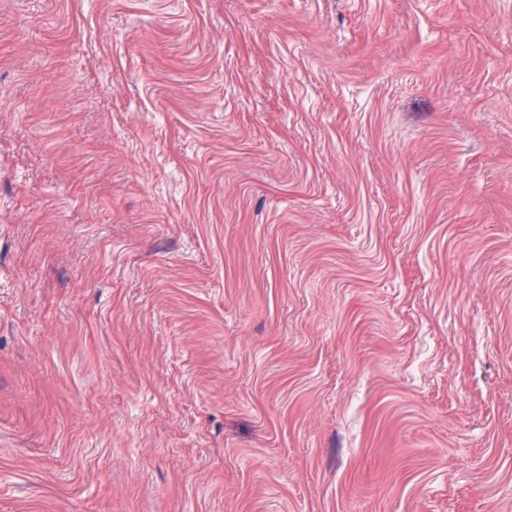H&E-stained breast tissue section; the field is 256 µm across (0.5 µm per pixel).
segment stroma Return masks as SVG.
<instances>
[{
  "label": "stroma",
  "mask_w": 512,
  "mask_h": 512,
  "mask_svg": "<svg viewBox=\"0 0 512 512\" xmlns=\"http://www.w3.org/2000/svg\"><path fill=\"white\" fill-rule=\"evenodd\" d=\"M0 512H512V0H0Z\"/></svg>",
  "instance_id": "35a3bbf8"
}]
</instances>
